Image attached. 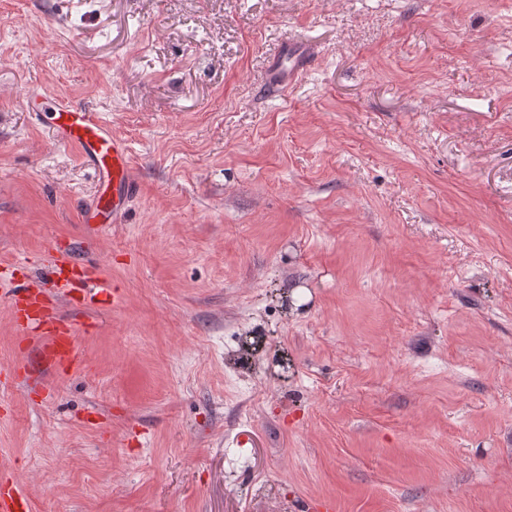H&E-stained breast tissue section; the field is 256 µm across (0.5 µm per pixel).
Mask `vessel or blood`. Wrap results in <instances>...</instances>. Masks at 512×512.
<instances>
[{
	"instance_id": "obj_1",
	"label": "vessel or blood",
	"mask_w": 512,
	"mask_h": 512,
	"mask_svg": "<svg viewBox=\"0 0 512 512\" xmlns=\"http://www.w3.org/2000/svg\"><path fill=\"white\" fill-rule=\"evenodd\" d=\"M298 55L288 54L275 64L271 78L285 86L303 72ZM46 120L56 138L76 147L97 171L99 177L112 186L108 207L85 210L83 222L100 221L103 214L120 216L130 194L136 190L131 178L132 160L127 145L113 136L98 114L66 100L48 101ZM93 268L80 263L70 252H57L51 268L52 289L21 285L10 288L9 305L17 328L55 374H65L80 362L74 327L61 313L63 304L73 302V289L84 287L94 277ZM30 499L10 479L0 478V512H30Z\"/></svg>"
}]
</instances>
